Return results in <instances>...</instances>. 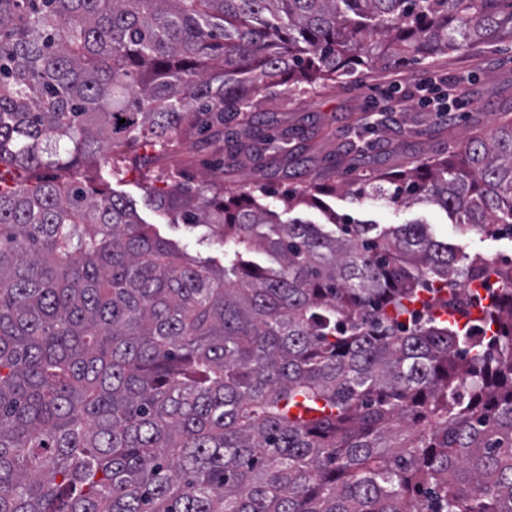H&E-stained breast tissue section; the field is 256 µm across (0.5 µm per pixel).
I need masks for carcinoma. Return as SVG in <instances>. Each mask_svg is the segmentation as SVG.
I'll return each mask as SVG.
<instances>
[{"label":"carcinoma","instance_id":"1","mask_svg":"<svg viewBox=\"0 0 512 512\" xmlns=\"http://www.w3.org/2000/svg\"><path fill=\"white\" fill-rule=\"evenodd\" d=\"M505 39L512 0H0V169L28 172L0 174V512H512V289L476 317L456 294L491 260L421 224L154 193L217 266L76 167L219 137L285 72ZM396 195L512 227V119Z\"/></svg>","mask_w":512,"mask_h":512}]
</instances>
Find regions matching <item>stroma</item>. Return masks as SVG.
Here are the masks:
<instances>
[{"label":"stroma","mask_w":512,"mask_h":512,"mask_svg":"<svg viewBox=\"0 0 512 512\" xmlns=\"http://www.w3.org/2000/svg\"><path fill=\"white\" fill-rule=\"evenodd\" d=\"M357 69L353 79L302 90L284 79L274 87L259 86L249 111L226 125L222 138L183 132L175 152L163 154L140 142L130 153L192 188L222 183L273 209L279 205L278 194L336 183V194L322 197L319 206L294 210V217L322 224L330 209L383 227L421 222L458 254L481 253L499 264L512 263V240L462 230L436 204L407 207L362 192L375 173L396 178L458 150L467 138L484 135L501 116H512V41L476 43L424 59L391 57L385 64L361 63ZM397 73L410 79L431 73L455 84L467 102L458 121L446 122L413 100L402 111L386 112L384 93ZM79 169L92 179L110 177L113 189L135 203L144 221L190 255L223 261L224 249L215 239L170 223L154 208L149 201L154 185L141 168L131 165L113 176L107 167L87 160Z\"/></svg>","instance_id":"stroma-1"}]
</instances>
